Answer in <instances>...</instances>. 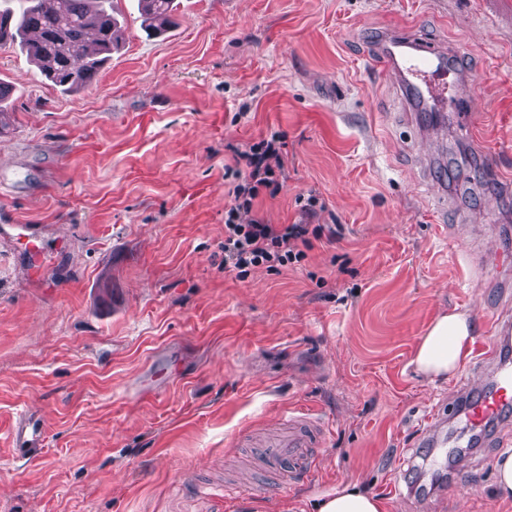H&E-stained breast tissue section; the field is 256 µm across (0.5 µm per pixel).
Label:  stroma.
<instances>
[{
    "instance_id": "1",
    "label": "stroma",
    "mask_w": 512,
    "mask_h": 512,
    "mask_svg": "<svg viewBox=\"0 0 512 512\" xmlns=\"http://www.w3.org/2000/svg\"><path fill=\"white\" fill-rule=\"evenodd\" d=\"M88 87L60 91L0 50V225L38 224L47 260L0 241V512H288L355 483L388 512H512L494 494L512 409L462 459L418 415L491 378H417L442 310L512 322V0H175ZM413 26L462 52L472 111L422 108L374 64ZM286 136L265 223L338 224L300 265L224 272L225 168ZM327 428L314 471L279 480L248 435L290 411ZM37 413L44 453L13 452Z\"/></svg>"
}]
</instances>
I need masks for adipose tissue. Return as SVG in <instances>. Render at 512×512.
<instances>
[{
	"instance_id": "1",
	"label": "adipose tissue",
	"mask_w": 512,
	"mask_h": 512,
	"mask_svg": "<svg viewBox=\"0 0 512 512\" xmlns=\"http://www.w3.org/2000/svg\"><path fill=\"white\" fill-rule=\"evenodd\" d=\"M473 343L474 324L468 313L441 311L417 339L409 365L424 378H448L469 359ZM312 512H387V505L382 497L347 484L319 495Z\"/></svg>"
}]
</instances>
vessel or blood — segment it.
I'll return each instance as SVG.
<instances>
[{
    "mask_svg": "<svg viewBox=\"0 0 512 512\" xmlns=\"http://www.w3.org/2000/svg\"><path fill=\"white\" fill-rule=\"evenodd\" d=\"M445 46L425 42L408 31L399 30L384 39V58L381 71L397 75L409 93L435 107L447 106L449 99L458 98L457 72ZM0 237L26 241L35 256H42L41 235L31 224H12L0 231ZM484 363L490 364L495 375L492 382L481 389L466 393L451 413L433 407L423 419L425 435L434 436L448 416L461 418L474 434L483 433L503 411L512 408V363L499 360L495 348L483 350ZM324 428L315 418L291 415L282 428L262 444L264 464L278 470L289 466L292 473L302 476L315 467L313 450L321 443ZM45 431L32 417L19 420L13 432V444L20 457L31 459L44 450Z\"/></svg>",
    "mask_w": 512,
    "mask_h": 512,
    "instance_id": "1",
    "label": "vessel or blood"
}]
</instances>
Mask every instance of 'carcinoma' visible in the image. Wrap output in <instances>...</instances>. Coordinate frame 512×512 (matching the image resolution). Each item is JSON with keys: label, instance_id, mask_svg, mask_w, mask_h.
<instances>
[{"label": "carcinoma", "instance_id": "obj_1", "mask_svg": "<svg viewBox=\"0 0 512 512\" xmlns=\"http://www.w3.org/2000/svg\"><path fill=\"white\" fill-rule=\"evenodd\" d=\"M148 28L175 25L173 0H140ZM120 38L112 0H18L0 10V48L20 45L54 85L80 90L95 81Z\"/></svg>", "mask_w": 512, "mask_h": 512}]
</instances>
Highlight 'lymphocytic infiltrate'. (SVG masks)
Listing matches in <instances>:
<instances>
[{"instance_id":"1","label":"lymphocytic infiltrate","mask_w":512,"mask_h":512,"mask_svg":"<svg viewBox=\"0 0 512 512\" xmlns=\"http://www.w3.org/2000/svg\"><path fill=\"white\" fill-rule=\"evenodd\" d=\"M285 148L283 135L271 131L238 154L244 168L224 210V269L237 279L247 278L259 267L282 271L304 260L313 241L336 236L335 225L313 223L317 202L312 197L301 207V222L266 224L252 218L261 191L273 194L280 186Z\"/></svg>"}]
</instances>
